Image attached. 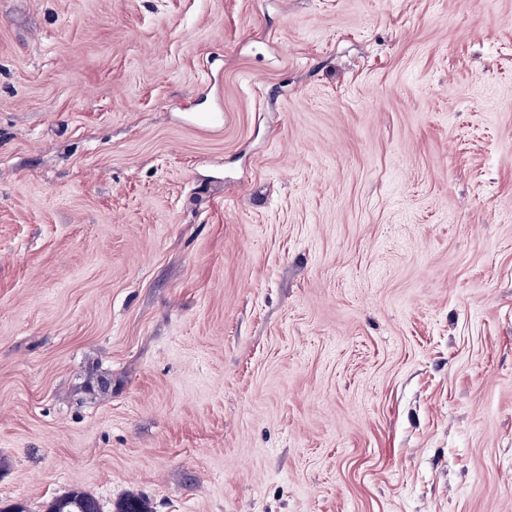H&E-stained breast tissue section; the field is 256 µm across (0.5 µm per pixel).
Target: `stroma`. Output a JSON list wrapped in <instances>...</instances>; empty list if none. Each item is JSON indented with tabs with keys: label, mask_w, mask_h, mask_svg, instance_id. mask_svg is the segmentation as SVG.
Segmentation results:
<instances>
[{
	"label": "stroma",
	"mask_w": 512,
	"mask_h": 512,
	"mask_svg": "<svg viewBox=\"0 0 512 512\" xmlns=\"http://www.w3.org/2000/svg\"><path fill=\"white\" fill-rule=\"evenodd\" d=\"M74 488L512 512V0H0V506Z\"/></svg>",
	"instance_id": "stroma-1"
}]
</instances>
